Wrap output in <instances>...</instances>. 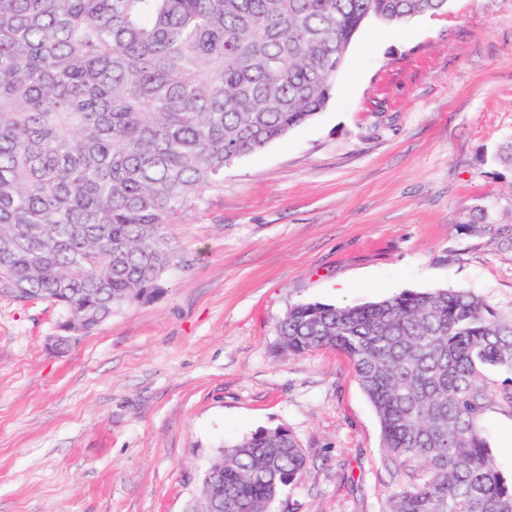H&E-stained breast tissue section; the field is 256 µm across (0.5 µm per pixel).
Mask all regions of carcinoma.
Segmentation results:
<instances>
[{
	"label": "carcinoma",
	"mask_w": 512,
	"mask_h": 512,
	"mask_svg": "<svg viewBox=\"0 0 512 512\" xmlns=\"http://www.w3.org/2000/svg\"><path fill=\"white\" fill-rule=\"evenodd\" d=\"M446 0H0V288L73 336L161 292L163 226L312 119L371 20ZM280 348L344 352L394 469L387 512H512L481 426L512 408V315L467 290L300 303ZM227 512H270L306 458L284 427L224 443Z\"/></svg>",
	"instance_id": "cac0c4a2"
}]
</instances>
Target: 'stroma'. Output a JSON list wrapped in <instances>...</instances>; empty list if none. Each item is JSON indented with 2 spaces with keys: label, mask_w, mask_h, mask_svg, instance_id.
Listing matches in <instances>:
<instances>
[{
  "label": "stroma",
  "mask_w": 512,
  "mask_h": 512,
  "mask_svg": "<svg viewBox=\"0 0 512 512\" xmlns=\"http://www.w3.org/2000/svg\"><path fill=\"white\" fill-rule=\"evenodd\" d=\"M512 0H447L354 37L313 119L164 226L162 294L65 351L0 292V512H199L225 442L282 426L307 464L273 512H385L380 423L350 360L290 354L299 303L465 289L512 313ZM512 479V408L484 420Z\"/></svg>",
  "instance_id": "35a3bbf8"
}]
</instances>
